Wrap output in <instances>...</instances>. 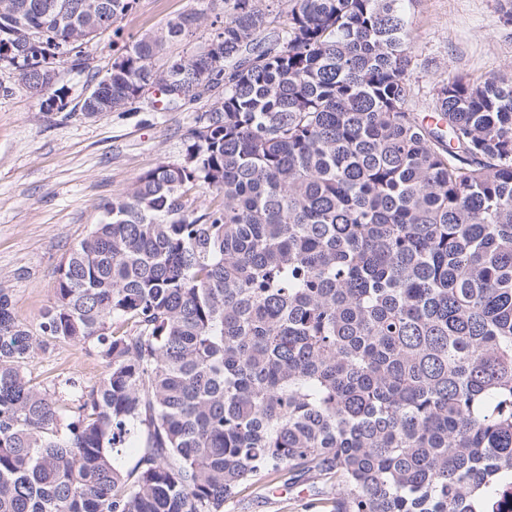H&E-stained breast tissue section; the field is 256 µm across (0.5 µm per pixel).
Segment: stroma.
<instances>
[{"mask_svg":"<svg viewBox=\"0 0 512 512\" xmlns=\"http://www.w3.org/2000/svg\"><path fill=\"white\" fill-rule=\"evenodd\" d=\"M502 0H408L413 38L414 107L427 111L436 81L451 73L487 78L512 73V26L500 20ZM202 19L189 35L170 42L154 61L190 57L209 42L215 13L209 0H136L111 30L84 47L86 66H55V83L69 90V106L44 112L15 72L0 67V287L8 289L19 318L38 328L51 304L57 269L103 218L102 206L124 195L142 173L182 160L186 136L208 110L204 98L171 112H155L141 97L123 112L83 113L81 102L127 46L165 28L179 15ZM103 364L88 348L54 343L27 368L32 384L51 388L77 377L94 384ZM312 482L276 484L246 493L226 512H307L317 493Z\"/></svg>","mask_w":512,"mask_h":512,"instance_id":"1","label":"stroma"}]
</instances>
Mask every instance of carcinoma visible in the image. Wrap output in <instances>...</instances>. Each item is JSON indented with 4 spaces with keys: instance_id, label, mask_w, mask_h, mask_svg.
<instances>
[{
    "instance_id": "cac0c4a2",
    "label": "carcinoma",
    "mask_w": 512,
    "mask_h": 512,
    "mask_svg": "<svg viewBox=\"0 0 512 512\" xmlns=\"http://www.w3.org/2000/svg\"><path fill=\"white\" fill-rule=\"evenodd\" d=\"M43 2L0 0V63L44 103L22 34L82 68L135 0ZM260 2L157 70L202 14L176 17L83 100L222 91L104 205L38 330L0 287V512H225L285 475L330 483L325 512H512V73L442 76L422 116L405 0ZM52 341L107 368L66 410L26 373Z\"/></svg>"
}]
</instances>
